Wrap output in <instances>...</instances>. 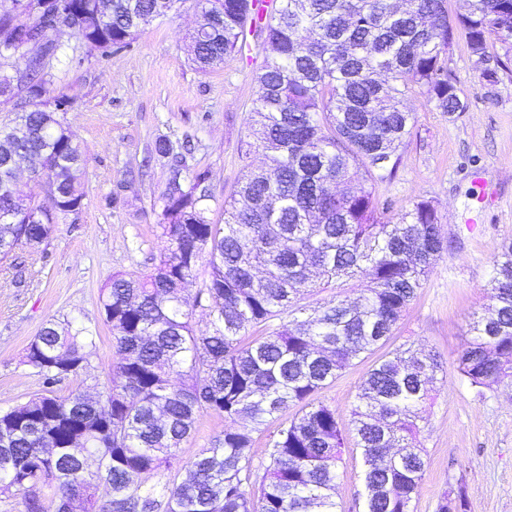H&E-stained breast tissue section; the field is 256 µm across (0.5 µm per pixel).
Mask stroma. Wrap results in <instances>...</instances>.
I'll list each match as a JSON object with an SVG mask.
<instances>
[{
	"instance_id": "obj_1",
	"label": "stroma",
	"mask_w": 512,
	"mask_h": 512,
	"mask_svg": "<svg viewBox=\"0 0 512 512\" xmlns=\"http://www.w3.org/2000/svg\"><path fill=\"white\" fill-rule=\"evenodd\" d=\"M202 20L196 0H176L127 49L89 53L64 30L45 70L46 99L66 101L60 118L85 158L79 210L60 215L47 242L16 249L0 261V409L43 390L24 361L25 349L48 321L98 328L100 339L78 379L58 395L95 392L113 361L112 335L104 327L98 296L117 272L150 271L163 242L157 224L168 177L165 159L151 156L156 139L191 135L189 165L207 169L213 199L210 217L224 221V200L237 183L266 164L250 132L259 94L256 75L270 54L252 42L249 58L228 57L223 68L203 72L191 62L188 36ZM448 69L469 108L451 118L424 92L406 101L415 124L397 173L372 191L392 215L414 202L433 205L450 246L431 269L388 343L432 349L442 368L421 421L425 471L413 512H437L448 487H463L468 512H512V383L478 393L459 373L457 356L469 324L490 305V260L512 239V73L495 87L480 79L481 65L464 42L448 56ZM484 171L497 191L481 206L473 171ZM375 355L354 360L317 398L348 417ZM338 470L335 500L341 512H363L364 466L349 448Z\"/></svg>"
}]
</instances>
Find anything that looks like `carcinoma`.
I'll use <instances>...</instances> for the list:
<instances>
[{
    "instance_id": "1",
    "label": "carcinoma",
    "mask_w": 512,
    "mask_h": 512,
    "mask_svg": "<svg viewBox=\"0 0 512 512\" xmlns=\"http://www.w3.org/2000/svg\"><path fill=\"white\" fill-rule=\"evenodd\" d=\"M35 17L21 0L6 12L20 44L0 58L24 62L0 75L22 137L0 130V259L20 246L40 247L58 215L80 208L84 160L58 119L65 102L44 99V68L25 44L45 42L56 26L73 30L89 50H122L166 16L174 0H49ZM263 23L255 0H198L208 29L192 35L188 52L202 70L241 53L247 35L271 48L253 103L257 142L267 167L247 175L224 206V223L209 217V174L186 165L192 137L159 138L154 154L168 160L158 228L167 243L149 273H118L99 296L112 332V373L87 402L52 387L86 369L93 331L47 322L26 349L48 393L0 410V496L26 490L24 512H65L81 497L85 512H340L333 497L348 444L364 463V512H412L424 475L419 421L430 399L439 355L405 359L384 354L366 373L348 423L313 396L352 361L382 348L447 249L430 202L398 217L375 202L366 183L390 179L414 126L404 106L418 90L450 117L468 99L448 72L457 38L481 59L488 86L512 69V0H277ZM28 157L46 193L23 196L9 154ZM209 279L197 295L208 301L205 329L183 296L203 256ZM487 283L493 315L476 316L457 357L471 385L492 390L512 381V241L491 260ZM364 274L370 285L351 301L342 289ZM336 296L312 307L315 287ZM290 404L301 415L270 435L263 453L252 433ZM234 423L188 459L179 450L202 415ZM242 422L237 427L235 423ZM51 435L57 454L43 453ZM96 461L90 475L80 460ZM178 465L180 481L162 489L155 475ZM464 491L450 488L438 512H467Z\"/></svg>"
}]
</instances>
